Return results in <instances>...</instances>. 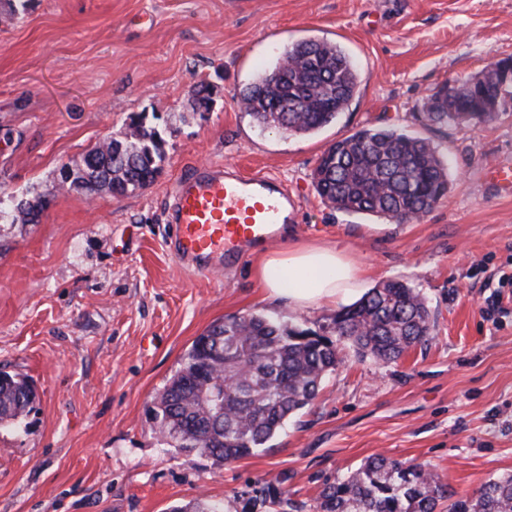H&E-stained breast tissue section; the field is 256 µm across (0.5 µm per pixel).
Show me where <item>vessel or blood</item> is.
Listing matches in <instances>:
<instances>
[{
	"label": "vessel or blood",
	"instance_id": "obj_1",
	"mask_svg": "<svg viewBox=\"0 0 512 512\" xmlns=\"http://www.w3.org/2000/svg\"><path fill=\"white\" fill-rule=\"evenodd\" d=\"M298 206L265 172L197 166L177 183L167 246L179 263L207 276L240 263L252 246L275 240Z\"/></svg>",
	"mask_w": 512,
	"mask_h": 512
}]
</instances>
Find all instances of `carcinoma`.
Returning a JSON list of instances; mask_svg holds the SVG:
<instances>
[{
  "label": "carcinoma",
  "mask_w": 512,
  "mask_h": 512,
  "mask_svg": "<svg viewBox=\"0 0 512 512\" xmlns=\"http://www.w3.org/2000/svg\"><path fill=\"white\" fill-rule=\"evenodd\" d=\"M502 67L454 87L425 119L475 127L492 120L512 79V57ZM358 86L357 71L337 45L296 43L270 70L240 92L247 114L261 128L313 133L345 110ZM200 118L210 107V85L193 89ZM166 140L145 116L131 118L121 139L111 138L94 163L75 166L68 188L113 196L151 185L165 161ZM318 195L339 210L418 220L448 193L447 165L425 139L395 129H362L329 146L312 173ZM42 198L26 200L21 224L38 223ZM433 323L422 294L390 280L336 314L331 336L262 314L234 316L197 337L179 369L158 393L154 419L163 444L218 462H235L265 447L288 419L316 399L323 378L342 363V346L364 357L395 361L428 341ZM36 393L20 375L0 371V426L18 431ZM452 493L428 466L381 455L327 484L315 512H438ZM178 512H224L211 498ZM448 512H512V474L488 480L479 494L448 504Z\"/></svg>",
  "instance_id": "1"
}]
</instances>
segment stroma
<instances>
[{
	"label": "stroma",
	"mask_w": 512,
	"mask_h": 512,
	"mask_svg": "<svg viewBox=\"0 0 512 512\" xmlns=\"http://www.w3.org/2000/svg\"><path fill=\"white\" fill-rule=\"evenodd\" d=\"M336 43L358 90L308 135L260 129L240 91L304 39ZM512 56V0H32L0 11V189L35 198L62 166L157 115L166 160L114 197L65 192L39 223L0 222V370L30 379L26 430L0 429V512H312L326 482L383 455L428 465L454 497L512 470V194L485 176L512 162V93L476 128L423 119L446 83ZM220 94L206 117L199 82ZM394 128L430 140L450 189L420 220L345 213L312 172L334 142ZM198 163L269 171L299 200L275 243L206 277L164 244L166 201ZM347 245L365 289L403 279L434 329L394 362L360 357L256 455L219 463L162 444L154 400L195 338L262 313L317 332L335 314L263 301L261 259L294 243Z\"/></svg>",
	"instance_id": "obj_1"
}]
</instances>
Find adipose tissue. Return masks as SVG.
<instances>
[{"instance_id": "obj_1", "label": "adipose tissue", "mask_w": 512, "mask_h": 512, "mask_svg": "<svg viewBox=\"0 0 512 512\" xmlns=\"http://www.w3.org/2000/svg\"><path fill=\"white\" fill-rule=\"evenodd\" d=\"M257 275L264 299L299 311L347 303L363 286L364 275L347 248L295 244L263 258Z\"/></svg>"}]
</instances>
